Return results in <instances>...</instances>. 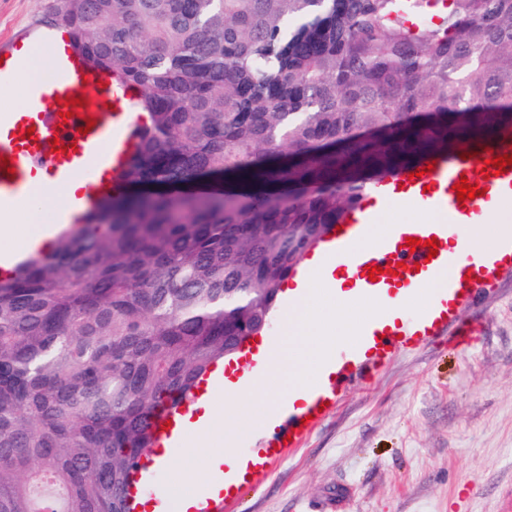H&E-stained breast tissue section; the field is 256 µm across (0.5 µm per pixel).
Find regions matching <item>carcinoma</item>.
Listing matches in <instances>:
<instances>
[{"mask_svg": "<svg viewBox=\"0 0 512 512\" xmlns=\"http://www.w3.org/2000/svg\"><path fill=\"white\" fill-rule=\"evenodd\" d=\"M55 0L140 97L98 201L0 278V512H132L154 414L269 322L370 186L512 129V0Z\"/></svg>", "mask_w": 512, "mask_h": 512, "instance_id": "carcinoma-1", "label": "carcinoma"}]
</instances>
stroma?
<instances>
[{"label":"stroma","mask_w":512,"mask_h":512,"mask_svg":"<svg viewBox=\"0 0 512 512\" xmlns=\"http://www.w3.org/2000/svg\"><path fill=\"white\" fill-rule=\"evenodd\" d=\"M51 0H0V48L49 29ZM476 323L468 348L450 336L399 349L355 370L294 447L250 475L222 512H512V275L463 308ZM260 403L228 423L254 452L284 429L256 419ZM215 437L167 453V482L206 478Z\"/></svg>","instance_id":"obj_1"}]
</instances>
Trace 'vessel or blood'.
<instances>
[{
  "instance_id": "obj_1",
  "label": "vessel or blood",
  "mask_w": 512,
  "mask_h": 512,
  "mask_svg": "<svg viewBox=\"0 0 512 512\" xmlns=\"http://www.w3.org/2000/svg\"><path fill=\"white\" fill-rule=\"evenodd\" d=\"M39 39L28 40L22 50L0 49V83L18 74V56L38 52ZM58 85L47 88L32 84L25 109L18 117L0 114V157L9 168H0V207L15 198L31 194L30 179L45 169L60 181L82 173L88 179L79 193L75 210L90 211L103 192L95 183L97 167L105 165L121 171L132 148L134 122L129 112L131 93L118 73L89 65L68 38L55 46ZM81 99L79 114L62 119L50 98ZM94 118L85 127V118ZM111 141L112 150L100 155L102 141ZM61 152H53V145ZM505 155L512 158V130L494 138L463 144L459 153L436 156L434 163L420 161L413 169H400L372 185L364 206L349 213L339 230L324 244L336 262L342 290L354 291L360 298L406 297L437 272L445 277L430 302L394 320L379 313L362 322L350 345L337 349L332 357L337 370L355 359L378 364L397 348L410 347L432 337L456 330L459 338L468 331L459 321L462 307L479 292L498 288L504 274L512 272V229L497 227L482 246L473 243V224L482 222L504 200L512 198V165L501 175H489L488 159ZM478 183L482 194L459 201L454 186L461 178ZM408 200L428 212V221L419 224H394L381 236H373L379 208L393 199ZM436 238L438 249L429 252L421 244L410 249L408 238ZM381 267L377 280L368 270ZM164 466L153 467L148 481L134 490L135 495L158 507L159 512H179L171 498L165 497Z\"/></svg>"
}]
</instances>
